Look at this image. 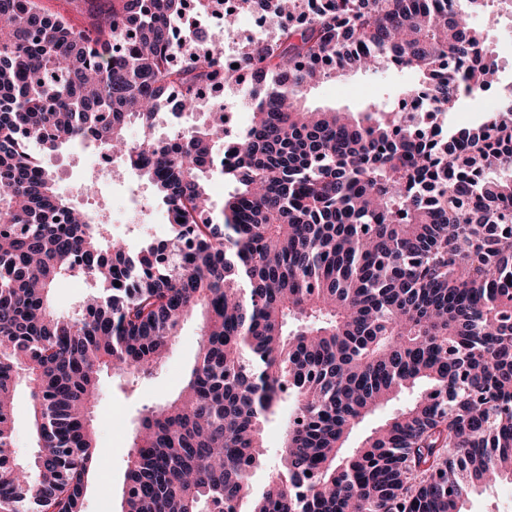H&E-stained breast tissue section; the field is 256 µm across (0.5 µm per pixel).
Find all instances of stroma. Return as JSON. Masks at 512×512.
Instances as JSON below:
<instances>
[{"label": "stroma", "mask_w": 512, "mask_h": 512, "mask_svg": "<svg viewBox=\"0 0 512 512\" xmlns=\"http://www.w3.org/2000/svg\"><path fill=\"white\" fill-rule=\"evenodd\" d=\"M489 45L499 56V87L512 88V15L501 14L494 24L484 30ZM420 75L412 69L394 67L378 72L356 71L341 78L329 77L313 87L307 101L314 107L345 108L354 112L373 103H394L416 85ZM249 79H242L233 88H224L202 98L201 111H208L213 103H223L231 117L230 125L244 128L250 120L244 92ZM86 146L66 147L52 158L57 184L61 190L77 186L90 173L86 164ZM135 196L141 202L143 221L126 223L122 213L112 204L125 196ZM89 211L103 214L108 221L107 237L121 238L130 248H138L142 241L168 239L172 228L163 221L164 211L151 185L132 171L124 161H117L111 177L100 180L96 192L81 198ZM201 319L188 317L174 336L167 360L153 378L128 383L102 372L99 376V398L94 409L95 441L99 455L91 469L83 508L85 512H116L122 491L127 463L131 452L132 422L143 407L162 399L176 396L185 376L198 357L201 344ZM37 445L30 428V399L26 387H19L13 405L11 452L17 460H25L36 451Z\"/></svg>", "instance_id": "35a3bbf8"}]
</instances>
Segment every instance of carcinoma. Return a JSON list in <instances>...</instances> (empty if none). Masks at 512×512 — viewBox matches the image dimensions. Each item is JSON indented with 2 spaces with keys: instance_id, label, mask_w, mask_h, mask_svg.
Masks as SVG:
<instances>
[{
  "instance_id": "carcinoma-1",
  "label": "carcinoma",
  "mask_w": 512,
  "mask_h": 512,
  "mask_svg": "<svg viewBox=\"0 0 512 512\" xmlns=\"http://www.w3.org/2000/svg\"><path fill=\"white\" fill-rule=\"evenodd\" d=\"M83 2L78 24L0 0V512H83L99 372L152 375L194 312L200 353L134 426L118 512H463L476 488L512 481V89L497 91L463 9L512 0H326L300 19L302 0H239L275 32L247 40L234 70L220 41L174 44L187 0ZM392 65L421 73L405 98L427 90L439 116L488 91L497 108L429 135L394 105L305 106L325 77ZM241 74L251 118L227 164L224 105L195 107ZM172 91L180 111L163 114ZM89 143L182 219L170 239L132 252L59 192L49 159ZM216 172L234 184L220 208ZM67 278L101 288L78 316L48 303ZM23 384L39 448L26 464L8 458ZM284 409L283 471L254 497ZM419 390H415L413 393H405L401 395L399 399L394 401L392 404L377 409L374 413L368 415L353 431L351 434L347 447L354 448L356 447L362 437L368 433L372 428L379 425L394 409L400 407L410 399H412Z\"/></svg>"
}]
</instances>
